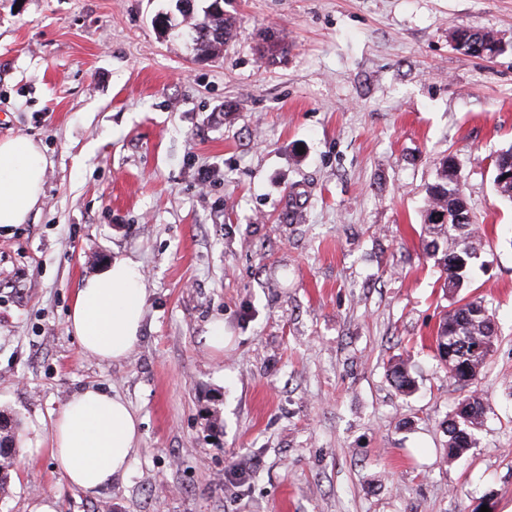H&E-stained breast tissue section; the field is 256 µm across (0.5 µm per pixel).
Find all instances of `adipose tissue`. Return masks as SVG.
<instances>
[{"instance_id": "ef3b65f1", "label": "adipose tissue", "mask_w": 512, "mask_h": 512, "mask_svg": "<svg viewBox=\"0 0 512 512\" xmlns=\"http://www.w3.org/2000/svg\"><path fill=\"white\" fill-rule=\"evenodd\" d=\"M46 166L34 140L0 139V227L27 222L44 195ZM145 306L140 263L118 257L77 286L66 329L86 356L118 362L139 341ZM139 437V419L127 402L89 386L68 398L47 443L67 485L93 496L125 478Z\"/></svg>"}]
</instances>
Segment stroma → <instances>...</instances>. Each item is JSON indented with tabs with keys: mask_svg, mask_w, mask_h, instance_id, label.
I'll return each instance as SVG.
<instances>
[{
	"mask_svg": "<svg viewBox=\"0 0 512 512\" xmlns=\"http://www.w3.org/2000/svg\"><path fill=\"white\" fill-rule=\"evenodd\" d=\"M174 9L0 0V137L48 159L38 210L0 229V414L44 435L95 386L141 422L126 478L95 496L18 449L0 512H512V203L492 181L512 0H224L235 35L209 60L154 27ZM461 28L501 52L456 51ZM268 29L288 45L273 63ZM448 156L484 244L455 296L423 230ZM117 256L141 263L146 311L131 356L104 363L66 318ZM460 298L496 324L468 390L431 347ZM470 390L486 416L453 460L444 423Z\"/></svg>",
	"mask_w": 512,
	"mask_h": 512,
	"instance_id": "obj_1",
	"label": "stroma"
}]
</instances>
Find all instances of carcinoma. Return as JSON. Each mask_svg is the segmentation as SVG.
<instances>
[{"instance_id":"carcinoma-1","label":"carcinoma","mask_w":512,"mask_h":512,"mask_svg":"<svg viewBox=\"0 0 512 512\" xmlns=\"http://www.w3.org/2000/svg\"><path fill=\"white\" fill-rule=\"evenodd\" d=\"M180 9L181 31L193 35L192 48L198 55L215 57L223 51L235 34L231 16L215 8L216 0H186ZM455 49L480 55L483 37L459 30L453 33ZM453 158L444 159L436 181L428 188L424 224L431 237L428 254L434 259L444 290L454 293L463 287L472 261L480 255L482 242L476 234L471 208L458 181L452 179ZM495 329L493 316L483 301H464L448 312L434 336V351L448 368L449 376L467 387L476 380L493 352ZM395 387L406 392L414 385L407 362L399 360L391 367ZM482 397L469 394L448 420L446 432L448 455L458 458L476 444V431L482 425ZM8 423L0 422V489L6 488L14 470L12 436L6 433Z\"/></svg>"}]
</instances>
